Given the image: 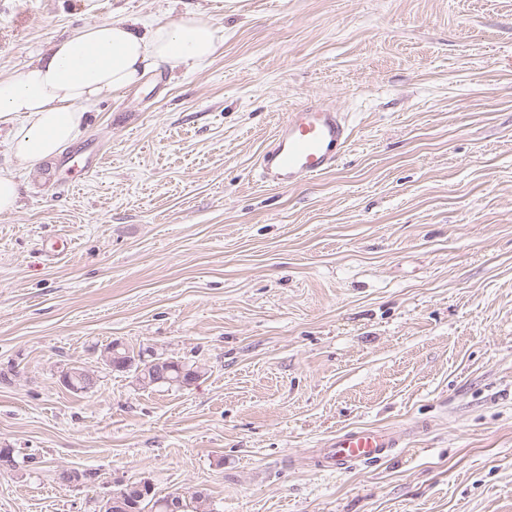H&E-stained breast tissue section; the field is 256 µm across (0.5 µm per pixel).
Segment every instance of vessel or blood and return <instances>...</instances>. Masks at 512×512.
Masks as SVG:
<instances>
[{"instance_id": "vessel-or-blood-1", "label": "vessel or blood", "mask_w": 512, "mask_h": 512, "mask_svg": "<svg viewBox=\"0 0 512 512\" xmlns=\"http://www.w3.org/2000/svg\"><path fill=\"white\" fill-rule=\"evenodd\" d=\"M352 128L342 112L322 101H311L289 112L262 153L263 182L291 186L333 169L351 141ZM400 444L387 428L360 427L330 439L322 458L337 471L356 464H376L389 458Z\"/></svg>"}]
</instances>
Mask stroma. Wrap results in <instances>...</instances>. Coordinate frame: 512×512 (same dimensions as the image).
Masks as SVG:
<instances>
[{"instance_id": "obj_1", "label": "stroma", "mask_w": 512, "mask_h": 512, "mask_svg": "<svg viewBox=\"0 0 512 512\" xmlns=\"http://www.w3.org/2000/svg\"><path fill=\"white\" fill-rule=\"evenodd\" d=\"M188 7L224 30L208 66L91 107L90 174L16 170L0 512H98L143 480L213 512H512V0H0V74ZM314 100L348 115L338 165L264 183ZM53 237L71 252L42 257ZM113 341L204 375L142 388L99 365ZM73 364L89 392L62 385ZM374 426L402 431L393 457L320 469Z\"/></svg>"}]
</instances>
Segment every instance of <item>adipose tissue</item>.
I'll return each instance as SVG.
<instances>
[{"label":"adipose tissue","mask_w":512,"mask_h":512,"mask_svg":"<svg viewBox=\"0 0 512 512\" xmlns=\"http://www.w3.org/2000/svg\"><path fill=\"white\" fill-rule=\"evenodd\" d=\"M223 39L220 27L187 10L168 20H105L53 42L21 74L0 76V127L6 151L30 170L76 141L90 106L116 97L160 67H205Z\"/></svg>","instance_id":"ef3b65f1"}]
</instances>
